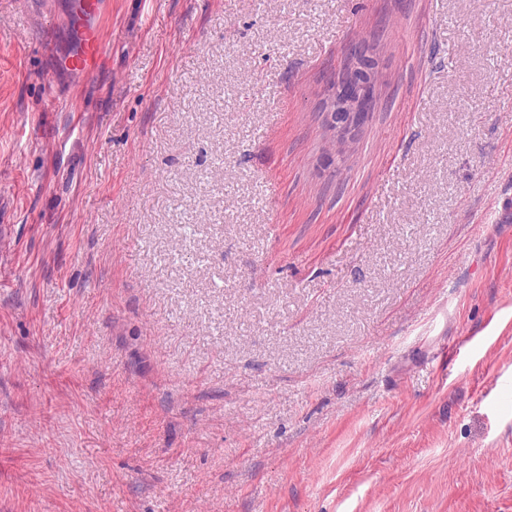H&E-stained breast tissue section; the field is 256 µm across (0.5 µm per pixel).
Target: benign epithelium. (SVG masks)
Returning <instances> with one entry per match:
<instances>
[{"mask_svg":"<svg viewBox=\"0 0 512 512\" xmlns=\"http://www.w3.org/2000/svg\"><path fill=\"white\" fill-rule=\"evenodd\" d=\"M358 67L345 80L336 83L337 91L332 101V127L336 141L345 144L352 140L355 128L364 119L373 101L372 82L363 55L356 54Z\"/></svg>","mask_w":512,"mask_h":512,"instance_id":"obj_1","label":"benign epithelium"}]
</instances>
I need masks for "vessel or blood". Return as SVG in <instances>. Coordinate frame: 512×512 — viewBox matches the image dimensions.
Returning a JSON list of instances; mask_svg holds the SVG:
<instances>
[{
    "label": "vessel or blood",
    "instance_id": "vessel-or-blood-1",
    "mask_svg": "<svg viewBox=\"0 0 512 512\" xmlns=\"http://www.w3.org/2000/svg\"><path fill=\"white\" fill-rule=\"evenodd\" d=\"M73 30L77 50L63 66L87 81L101 72L112 54V12L107 0H77Z\"/></svg>",
    "mask_w": 512,
    "mask_h": 512
}]
</instances>
